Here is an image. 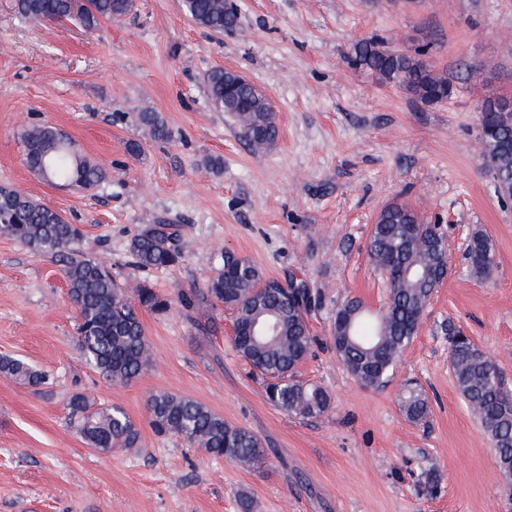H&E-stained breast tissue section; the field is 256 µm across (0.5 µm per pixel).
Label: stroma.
I'll list each match as a JSON object with an SVG mask.
<instances>
[{
  "mask_svg": "<svg viewBox=\"0 0 512 512\" xmlns=\"http://www.w3.org/2000/svg\"><path fill=\"white\" fill-rule=\"evenodd\" d=\"M236 30L184 16L180 0H135L126 17L88 31L21 17L0 0V186L19 189L84 231L82 248L127 278L130 243L146 225H178L183 261L141 275L169 310L141 311L154 357L112 385L80 350L78 315L60 264L0 235V356L49 375L32 388L0 374V512H512V490L457 390L448 331L460 328L512 388V199L500 198L479 143L480 108L512 94V0H235ZM421 51L447 75L451 97L427 103L349 66L358 42ZM246 76L271 101L280 139L251 151L234 118L214 111L206 74ZM159 113L172 136L147 138L138 112ZM48 123L102 163L89 192L51 185L27 168L19 134ZM141 146L140 154L128 150ZM411 207L443 225L449 270L385 387L353 379L330 347L337 306L384 310L388 284L368 257L379 212ZM490 241L491 276H472L474 233ZM229 249L264 276L323 293L309 320L319 340L300 366L331 405L312 420L271 405L260 376L232 346L223 305L185 307L214 255ZM417 388L431 408L402 410ZM159 390L200 401L262 442L246 467L160 436L147 411ZM124 409L137 447L100 453L76 432L74 393ZM406 418L412 422L423 420L429 413L430 406L424 394L415 389H409L402 401Z\"/></svg>",
  "mask_w": 512,
  "mask_h": 512,
  "instance_id": "stroma-1",
  "label": "stroma"
}]
</instances>
